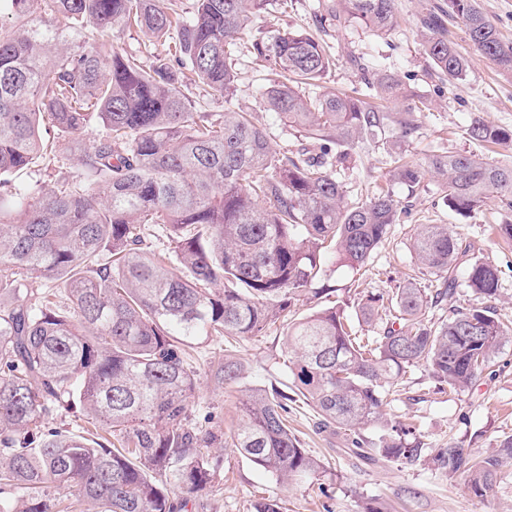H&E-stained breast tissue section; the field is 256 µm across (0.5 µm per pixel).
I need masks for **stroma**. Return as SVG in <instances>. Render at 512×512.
I'll return each instance as SVG.
<instances>
[{
	"instance_id": "35a3bbf8",
	"label": "stroma",
	"mask_w": 512,
	"mask_h": 512,
	"mask_svg": "<svg viewBox=\"0 0 512 512\" xmlns=\"http://www.w3.org/2000/svg\"><path fill=\"white\" fill-rule=\"evenodd\" d=\"M328 0H290L288 7L270 8L254 17L238 40L231 61L238 73V86L232 100L206 93L195 87L186 96L200 102L203 111L223 113L225 104L250 112L254 122L264 127L275 151H299L306 139L284 126L270 111L260 108L256 95L263 82L265 64L250 52V42L272 30H316V18L326 10ZM444 0H397L398 26L378 37L368 28L333 25L320 35L337 59L323 87L346 92L360 88L358 63L396 72L409 93L429 96L432 110L423 112L420 128L410 141L406 157L421 163L435 152H474L500 166L512 165V146L501 145L493 152L466 140L461 131L471 119L483 117L498 126L512 127V75L502 73L489 58L468 41L465 27L455 17L447 18L448 38L469 61L465 82L451 84L438 79L431 61L417 37L420 20ZM394 157L378 147L356 150L354 162L344 175L348 202H362L378 187L391 186L402 210L400 221L379 245L365 270L356 272L324 262L317 282L318 293L305 292L290 308L287 320L277 321L258 336H244L229 343L221 338L195 345L192 365L200 385L188 414L193 427L223 432L232 438L242 421L239 401L254 389L286 388L290 378L282 365L288 321L341 302L351 324L360 335L374 336L385 327V320L360 324L357 303L361 298H391L410 274L415 259L410 238L417 225L445 224L471 243L473 254L498 265L502 271L501 295L495 305L502 317L512 319V244L496 234L500 224L512 222V206L493 200L479 211L463 217L448 210L443 191L433 177H425L415 188L389 185ZM243 366L241 377L233 382L218 380L225 358ZM388 420L417 429L425 447L444 448L456 443L463 448L488 452L503 437L512 435V342L506 343L494 358L490 372L460 392L438 385L425 366L410 368L398 379L383 407ZM317 408L304 399L290 405L288 426L303 448L319 460L322 474L283 486L232 446L211 449L221 469L216 482L206 491L192 495L184 512H251L262 498L277 500L281 512H362L369 500H377L387 512H512V465L502 467L492 490L474 496L462 475H448L432 463L403 464L383 458L365 461L348 452V435L334 429H319Z\"/></svg>"
}]
</instances>
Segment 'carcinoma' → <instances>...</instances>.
<instances>
[{"label": "carcinoma", "instance_id": "1", "mask_svg": "<svg viewBox=\"0 0 512 512\" xmlns=\"http://www.w3.org/2000/svg\"><path fill=\"white\" fill-rule=\"evenodd\" d=\"M269 5L195 0L184 15L167 0H0L11 20L0 22V175L49 152L77 166L47 191L0 182V512H59L62 486L98 512H181L188 496L212 486L219 466L206 449L218 436L188 423L198 380L186 347L262 332L311 289L326 257L356 271L368 264L399 222V202L388 191L346 201L340 172L359 142L391 150L395 183L437 179L458 215L512 199V166L467 152L434 154L424 167L403 160L432 101L408 94L394 72L361 68L367 89L402 101L398 112L342 93L311 94L336 59L306 30L275 31L254 40L251 53L268 63L259 104L319 153L279 156L250 113L197 111L183 88L234 95L232 50ZM447 13L512 74V43L478 0H448L419 31L438 78L451 84L468 73L448 40ZM327 15L381 35L398 24L396 0H338ZM120 28L167 43V53L147 66L102 40ZM94 114L105 132L87 143L81 134ZM44 128L63 142L43 140ZM464 134L512 145V129L481 117ZM329 143L344 147L330 163ZM82 173L99 184L84 185ZM150 224L162 225L166 250L153 248ZM410 247L417 274L437 278L433 293L407 279L394 297L398 325L376 336L356 335L338 304L290 322L283 365L324 423L352 436L353 454L428 458L466 475L484 497L512 463V436L486 455L452 442L429 451L415 431L385 421L383 404L387 387L421 363L456 391L491 367L512 335L492 305L500 270L469 257L446 224L419 225ZM462 264L467 287L488 304L428 319L427 309L455 292ZM35 275L61 280L65 297L33 287ZM292 401L278 388L251 393L234 433V448L285 485L322 472L288 428ZM76 403L110 438L45 429L48 417ZM371 425L382 430L375 441L363 435ZM17 490L27 495L20 511Z\"/></svg>", "mask_w": 512, "mask_h": 512}]
</instances>
